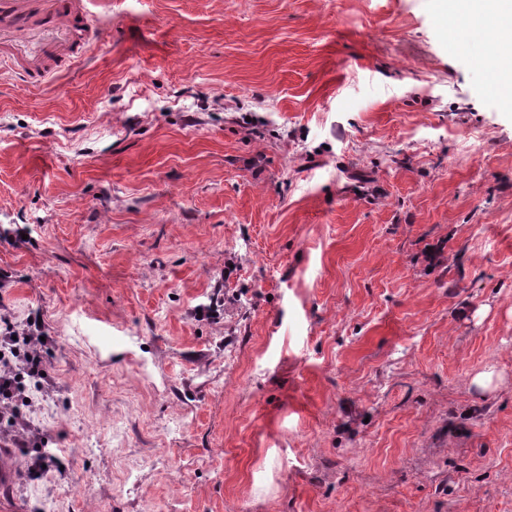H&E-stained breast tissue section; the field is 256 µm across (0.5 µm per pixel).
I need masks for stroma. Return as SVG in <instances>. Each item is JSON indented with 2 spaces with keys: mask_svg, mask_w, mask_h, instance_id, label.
Instances as JSON below:
<instances>
[{
  "mask_svg": "<svg viewBox=\"0 0 512 512\" xmlns=\"http://www.w3.org/2000/svg\"><path fill=\"white\" fill-rule=\"evenodd\" d=\"M93 15L0 70V315L54 338L56 459L0 512H512L497 43L460 0Z\"/></svg>",
  "mask_w": 512,
  "mask_h": 512,
  "instance_id": "35a3bbf8",
  "label": "stroma"
}]
</instances>
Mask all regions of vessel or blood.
<instances>
[{
	"label": "vessel or blood",
	"mask_w": 512,
	"mask_h": 512,
	"mask_svg": "<svg viewBox=\"0 0 512 512\" xmlns=\"http://www.w3.org/2000/svg\"><path fill=\"white\" fill-rule=\"evenodd\" d=\"M87 0H0V64L25 85L85 54L91 32Z\"/></svg>",
	"instance_id": "obj_1"
}]
</instances>
